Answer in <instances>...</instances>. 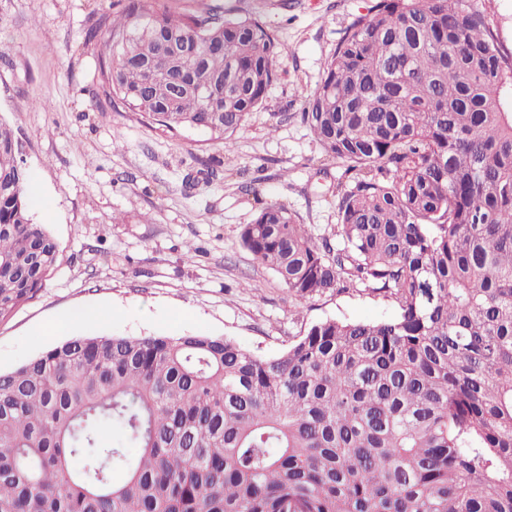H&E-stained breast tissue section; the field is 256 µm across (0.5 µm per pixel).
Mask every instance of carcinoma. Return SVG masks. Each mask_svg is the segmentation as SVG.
I'll return each instance as SVG.
<instances>
[{"instance_id": "carcinoma-1", "label": "carcinoma", "mask_w": 512, "mask_h": 512, "mask_svg": "<svg viewBox=\"0 0 512 512\" xmlns=\"http://www.w3.org/2000/svg\"><path fill=\"white\" fill-rule=\"evenodd\" d=\"M103 27L113 95L226 149L280 76L257 17L123 0ZM299 118L343 168L337 224L270 202L241 245L290 297L362 287L396 315L271 357L205 333L51 346L0 372V512H512V60L464 0H376ZM25 182L0 121V320L59 264Z\"/></svg>"}]
</instances>
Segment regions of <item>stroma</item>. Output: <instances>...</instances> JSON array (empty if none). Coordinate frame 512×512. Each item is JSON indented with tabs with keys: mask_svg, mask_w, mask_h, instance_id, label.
Listing matches in <instances>:
<instances>
[{
	"mask_svg": "<svg viewBox=\"0 0 512 512\" xmlns=\"http://www.w3.org/2000/svg\"><path fill=\"white\" fill-rule=\"evenodd\" d=\"M154 9L255 15L286 52L280 79L231 148L201 132L172 134L114 99L99 73L102 38L87 39L116 0H0V120L23 145L40 198L31 202L60 245L37 297L0 321V371L55 344L42 328L101 310L82 333L204 332L273 355L325 318L372 322L396 308L365 290L288 296L240 242L260 202L278 201L315 237L337 222L341 167L301 124L303 102L346 27L375 0H149ZM512 54V0H466ZM210 184L192 185L198 171ZM256 182L251 196L243 185ZM197 252L187 255V245Z\"/></svg>",
	"mask_w": 512,
	"mask_h": 512,
	"instance_id": "stroma-1",
	"label": "stroma"
}]
</instances>
